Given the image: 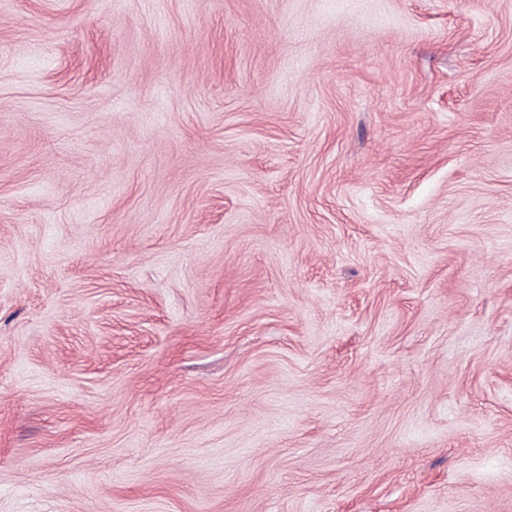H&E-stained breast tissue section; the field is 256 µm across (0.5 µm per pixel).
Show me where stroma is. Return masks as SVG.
Here are the masks:
<instances>
[{
	"label": "stroma",
	"instance_id": "obj_1",
	"mask_svg": "<svg viewBox=\"0 0 512 512\" xmlns=\"http://www.w3.org/2000/svg\"><path fill=\"white\" fill-rule=\"evenodd\" d=\"M0 512H512V0H0Z\"/></svg>",
	"mask_w": 512,
	"mask_h": 512
}]
</instances>
